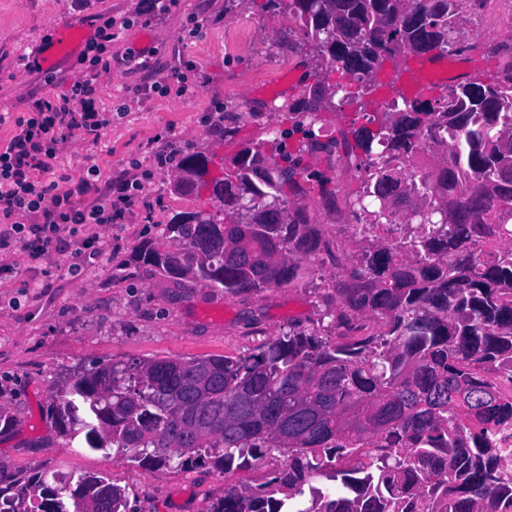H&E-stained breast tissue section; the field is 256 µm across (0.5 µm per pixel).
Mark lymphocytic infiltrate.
Returning <instances> with one entry per match:
<instances>
[{"instance_id":"obj_1","label":"lymphocytic infiltrate","mask_w":512,"mask_h":512,"mask_svg":"<svg viewBox=\"0 0 512 512\" xmlns=\"http://www.w3.org/2000/svg\"><path fill=\"white\" fill-rule=\"evenodd\" d=\"M92 81L74 85L60 99L40 98L30 112L6 118L13 135L0 143V251L22 246L31 259L49 250H62L67 236L86 224H112L140 200L139 181L110 183L101 200L83 205L100 172L88 168L86 176L72 178L55 169L61 144L79 137L99 141L109 121L95 108Z\"/></svg>"}]
</instances>
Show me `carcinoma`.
<instances>
[{
	"label": "carcinoma",
	"mask_w": 512,
	"mask_h": 512,
	"mask_svg": "<svg viewBox=\"0 0 512 512\" xmlns=\"http://www.w3.org/2000/svg\"><path fill=\"white\" fill-rule=\"evenodd\" d=\"M320 63L354 77L364 95L380 62L464 52L461 0H289ZM322 143L307 124L296 148L342 146L364 155L352 206L367 224L399 215L414 228L399 243L369 242L347 257L325 317L336 341L291 329L245 356L107 363L50 395L71 444L115 448L143 466L208 467L224 476L277 451L284 463L256 487L230 485L209 512H397L404 495L440 512H503L505 449L489 438L512 425V387L473 375L512 366V72L467 79ZM436 151L428 178L412 164ZM201 151L178 164L173 189L199 193ZM305 169H282L250 146L215 184L214 212L177 215L142 244L137 262L176 282L226 293L297 279L322 240L306 205L288 192ZM250 223H238L243 203ZM177 243L176 248L167 246ZM362 477L344 461L369 453ZM324 477L342 490L325 493ZM130 512L126 490L104 475L36 473L0 483V512Z\"/></svg>",
	"instance_id": "obj_1"
}]
</instances>
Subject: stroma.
I'll return each instance as SVG.
<instances>
[{"label":"stroma","mask_w":512,"mask_h":512,"mask_svg":"<svg viewBox=\"0 0 512 512\" xmlns=\"http://www.w3.org/2000/svg\"><path fill=\"white\" fill-rule=\"evenodd\" d=\"M140 7L141 0H91L84 10L71 0H0V114L14 117L28 111L31 96H63L88 77L73 55L49 78L28 68L31 53L57 25L73 20L90 36L97 14L126 19L112 42L111 67L95 81L96 106L111 113L112 123L99 142L63 144L57 164L75 177L97 166L94 199L109 182L151 174L142 202L118 224L82 228L65 251L38 260L19 246L0 257L6 265L0 272V406L17 419L0 434V470L104 474L126 489L132 512H209L224 494V477L142 468L114 449L68 445L57 433L48 395L71 373L103 363L246 355L289 329L325 325L324 294L343 271L332 248L309 257L289 285L234 295L174 282L133 256L175 215L217 207L208 192H174L176 167H158L156 155L198 146L217 168L244 147L259 145L278 162L276 134L286 132L292 144L301 140L296 123L314 93L327 84L355 93L357 84L337 70L319 72L311 43L281 0H242L232 8L224 0H176L150 24ZM131 50L150 55L153 70L129 73L122 58ZM190 68L196 90L176 96L177 78ZM381 79L371 94L355 93L336 108L320 109L322 137L349 131L407 85L392 70ZM304 163L311 175L304 198L309 219L332 244L337 226L357 221L348 198L360 186L358 160L340 149L313 150ZM92 233L100 250L82 246Z\"/></svg>","instance_id":"35a3bbf8"}]
</instances>
